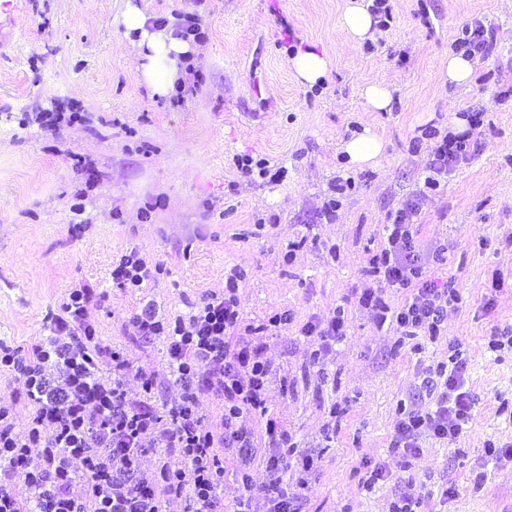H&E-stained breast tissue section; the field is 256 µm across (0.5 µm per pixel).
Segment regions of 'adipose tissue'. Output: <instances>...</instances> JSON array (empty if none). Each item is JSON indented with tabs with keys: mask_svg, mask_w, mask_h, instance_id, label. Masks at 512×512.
I'll return each instance as SVG.
<instances>
[{
	"mask_svg": "<svg viewBox=\"0 0 512 512\" xmlns=\"http://www.w3.org/2000/svg\"><path fill=\"white\" fill-rule=\"evenodd\" d=\"M121 22L127 31L138 36L133 48L137 68L144 81L154 94L170 96L176 82L184 77L185 55L196 52V45L179 36L175 22L163 26L154 24L146 10L132 5L123 13ZM338 29L345 42L353 46L374 37L375 21L366 0H345ZM289 63L296 80L310 86L324 79L332 66L329 56L313 45L297 49ZM340 149L347 155L350 165L361 170L381 164L386 143L382 137L366 128L344 140Z\"/></svg>",
	"mask_w": 512,
	"mask_h": 512,
	"instance_id": "1",
	"label": "adipose tissue"
}]
</instances>
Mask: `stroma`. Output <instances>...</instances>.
Wrapping results in <instances>:
<instances>
[{
    "mask_svg": "<svg viewBox=\"0 0 512 512\" xmlns=\"http://www.w3.org/2000/svg\"><path fill=\"white\" fill-rule=\"evenodd\" d=\"M343 2L149 0L153 16L195 11L205 25L192 59L196 92L159 100L119 21L128 0H0V340L17 346L44 335L47 310L88 283L107 295L92 312L101 339L158 369L163 345L134 336L131 311L150 301L163 314L188 313L241 269L246 320L292 315L266 339L279 379H288L271 384L267 406L299 447L319 453L303 512H389L408 479L432 491L421 512H512V461L485 453L487 441H512V424L497 412L512 401V361L487 348L495 330L512 327V0H390L389 27L352 48L337 26ZM477 21L492 50L474 61L470 86L457 88L440 64ZM311 44L333 67L310 87L288 61ZM372 81L393 88L392 111H368L360 90ZM40 112L82 119L51 131L37 123ZM461 112L482 120L472 157L418 217L421 244L448 246L431 276L462 296L430 343L377 328L355 293L373 284L365 269L390 214L423 185L435 145L426 128L446 135L449 114ZM367 126L385 139L386 156L375 168H349L340 145ZM244 155L267 160L268 175L243 176ZM348 180L352 189L336 194ZM333 197L334 216H322ZM294 242L296 258L283 264ZM134 245L168 269L135 293L111 277ZM340 305L346 336L336 379L325 383L301 328ZM454 350L468 366L473 418L458 438L423 440L403 468L389 447L400 411L428 406L419 374ZM334 407L341 413L327 438ZM368 460L399 481L363 489Z\"/></svg>",
    "mask_w": 512,
    "mask_h": 512,
    "instance_id": "35a3bbf8",
    "label": "stroma"
}]
</instances>
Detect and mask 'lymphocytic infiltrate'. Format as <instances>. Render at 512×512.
<instances>
[{
    "label": "lymphocytic infiltrate",
    "mask_w": 512,
    "mask_h": 512,
    "mask_svg": "<svg viewBox=\"0 0 512 512\" xmlns=\"http://www.w3.org/2000/svg\"><path fill=\"white\" fill-rule=\"evenodd\" d=\"M468 135L437 142L425 170L423 189L394 214L386 240L369 260L375 287L357 298L377 326L402 335L437 339L440 325L460 294L451 283H436L427 268L442 262L446 245L422 246L417 219L428 190L470 156ZM160 263L131 247L112 268V281L140 289L164 275ZM240 271H231L222 293L185 315L159 316L152 304L136 307L129 319L139 338L162 341L161 369L133 365L120 347L104 343L91 311L105 294L82 284L69 289L57 310L44 318L46 336L25 347L0 341V373L22 385L33 407L27 421L0 404V512H224L226 474L237 479L233 512H299L315 485L314 457L299 448L286 425L271 415L267 391L276 369L265 355L266 338L287 326V312L262 322L245 320L237 300ZM400 288L403 301L386 302L383 292ZM315 337L309 362L324 367L345 335L343 309L308 323ZM421 385L430 406L402 411L390 446L403 461L417 456L424 437L459 436L472 418L474 398L466 365L457 357L427 367ZM179 389L162 396L163 384ZM216 403L219 426L204 412ZM264 418L262 432L244 419ZM154 455V469L143 465ZM295 470L293 487L283 476Z\"/></svg>",
    "instance_id": "obj_1"
}]
</instances>
